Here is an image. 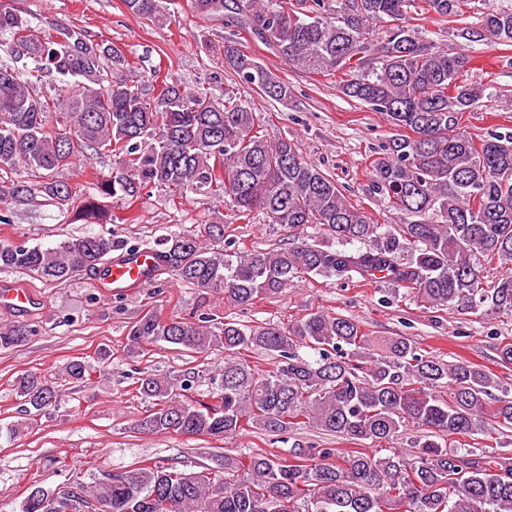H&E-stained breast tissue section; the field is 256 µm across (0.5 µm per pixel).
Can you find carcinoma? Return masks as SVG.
<instances>
[{"instance_id": "cac0c4a2", "label": "carcinoma", "mask_w": 512, "mask_h": 512, "mask_svg": "<svg viewBox=\"0 0 512 512\" xmlns=\"http://www.w3.org/2000/svg\"><path fill=\"white\" fill-rule=\"evenodd\" d=\"M133 16L166 20L160 0H123ZM467 0H193L202 17L226 16L251 32L282 61L310 74L341 75L337 89L381 113L395 134L369 162L368 192L396 215L383 228L350 203L335 180L297 147L259 133L263 113L233 90L217 97L185 90L155 71L130 79L118 45L80 29L43 34L21 12L0 4V33L10 37L0 60V171H44L42 182L0 180V223L13 208L41 196L73 220L106 224L97 199L79 207L76 189L51 175L87 152L112 154L111 173L96 183L103 198L136 201L147 188L171 197L188 192L222 196L238 216L263 213L271 224L314 227L355 249H331L305 239L269 252L224 248L216 218L159 242L156 271L249 307L308 275L360 278L403 291L425 309L454 307L512 314V132L479 140L459 127L484 87L466 75L469 45L512 47V6L493 4L456 28L452 55L422 36L414 21L464 15ZM36 76L74 78L47 95L26 87L18 63ZM224 63L266 97L286 102L284 79L224 43ZM111 80L103 86V73ZM58 115L49 127L45 114ZM112 235L89 234L56 246L0 240V272L25 271L62 284L83 271L108 272ZM498 259L506 271L489 280L477 256ZM38 334L31 325H0V348ZM140 352L160 342L180 350L224 349V370L213 402L188 397L195 372H143L139 393L154 412L138 423L145 433L205 435L224 440L245 431L281 433L312 424L350 441L387 443L408 426L424 430L417 451L382 452L295 444L288 457L230 454L201 470L133 464L102 473L92 485L73 482L31 488L21 512H512V456L459 448V436L512 428V389L479 365L424 354L404 336L378 340L346 317L316 310L287 328H247L210 316L164 319L149 312L128 333ZM308 348L315 358L305 359ZM272 357L269 370L239 359L241 351ZM24 412L51 410L57 392L29 373L16 382Z\"/></svg>"}]
</instances>
